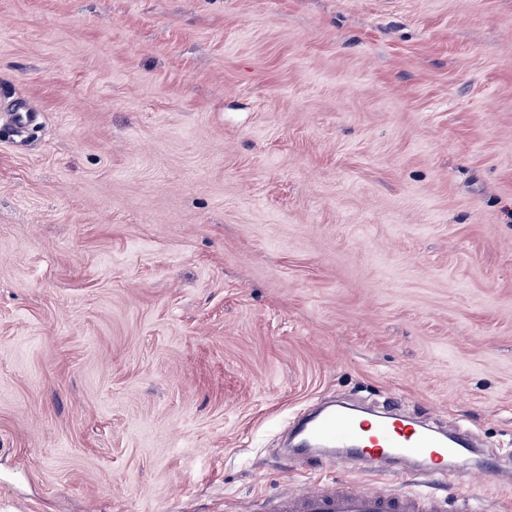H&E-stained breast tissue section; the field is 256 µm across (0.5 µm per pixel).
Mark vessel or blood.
I'll return each instance as SVG.
<instances>
[{
    "label": "vessel or blood",
    "mask_w": 512,
    "mask_h": 512,
    "mask_svg": "<svg viewBox=\"0 0 512 512\" xmlns=\"http://www.w3.org/2000/svg\"><path fill=\"white\" fill-rule=\"evenodd\" d=\"M294 430L293 462L317 456L329 465L340 460L406 464L414 475L452 482L454 492L443 500L430 494L401 495L381 481L365 487L347 479L316 481L269 494L266 512H481L471 487L477 468L471 463L474 448L467 430L449 436L393 411L369 421L334 409L297 421Z\"/></svg>",
    "instance_id": "1"
}]
</instances>
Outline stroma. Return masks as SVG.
Instances as JSON below:
<instances>
[{"mask_svg": "<svg viewBox=\"0 0 512 512\" xmlns=\"http://www.w3.org/2000/svg\"><path fill=\"white\" fill-rule=\"evenodd\" d=\"M354 394L512 512V0H0V512H262Z\"/></svg>", "mask_w": 512, "mask_h": 512, "instance_id": "obj_1", "label": "stroma"}]
</instances>
